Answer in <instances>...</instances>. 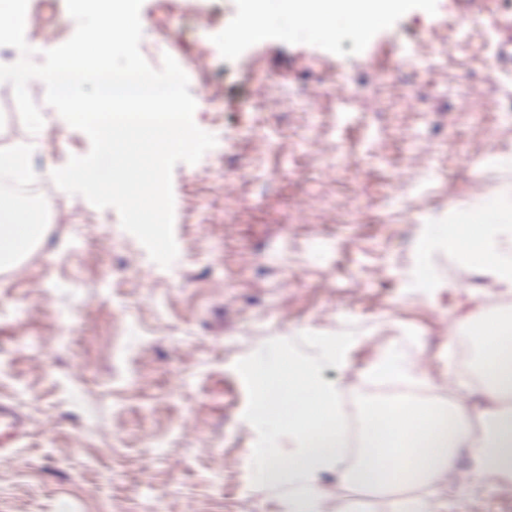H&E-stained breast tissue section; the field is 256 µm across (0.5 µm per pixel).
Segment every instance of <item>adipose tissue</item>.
<instances>
[{
    "instance_id": "adipose-tissue-1",
    "label": "adipose tissue",
    "mask_w": 512,
    "mask_h": 512,
    "mask_svg": "<svg viewBox=\"0 0 512 512\" xmlns=\"http://www.w3.org/2000/svg\"><path fill=\"white\" fill-rule=\"evenodd\" d=\"M299 26L317 36L336 38L337 19L365 37L392 16L406 12L411 0H281ZM35 211L9 197L0 198V265L16 264L41 238ZM453 247L485 260L495 285L512 292V206L501 199L483 201L455 219ZM460 329L478 351L477 400L450 409L420 402H400L368 411L356 465L347 467L344 420L335 394L313 372L276 378L272 368L256 365L252 379L256 413L265 421H287L295 448L287 463L263 458L255 463L259 483H287L288 512H325L326 494L317 478L335 470L340 482L378 490L391 486L442 484L458 470V448H467L471 466L461 487L481 488L489 477L512 478V310L483 318L466 317ZM479 421L483 437L471 442L469 426Z\"/></svg>"
}]
</instances>
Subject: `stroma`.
Here are the masks:
<instances>
[{
  "label": "stroma",
  "instance_id": "1",
  "mask_svg": "<svg viewBox=\"0 0 512 512\" xmlns=\"http://www.w3.org/2000/svg\"><path fill=\"white\" fill-rule=\"evenodd\" d=\"M203 8L143 0L140 10L143 57L156 69L175 58L203 91L196 125L217 138L173 170L170 267L115 209L13 179L22 201L45 194L52 206L41 243L0 267V400L29 421L23 448L0 456V512H288L287 486L254 479V457L287 462L293 440L256 419L253 365L312 367L359 418L391 399L366 374L382 349L410 337L428 388L472 383L459 319L512 307L483 262L419 248L449 212L512 189V68L498 54L512 0L466 11L414 0L364 41L288 36L269 0L265 37L230 51L242 0ZM334 74L348 75L349 100L330 88ZM43 120L30 134L0 83V154L41 142L29 163L49 172L89 152L55 109ZM479 156L501 163L478 170ZM321 482L339 491L328 512L448 497L450 512H512V480L477 497L442 484L377 494L332 472Z\"/></svg>",
  "mask_w": 512,
  "mask_h": 512
}]
</instances>
